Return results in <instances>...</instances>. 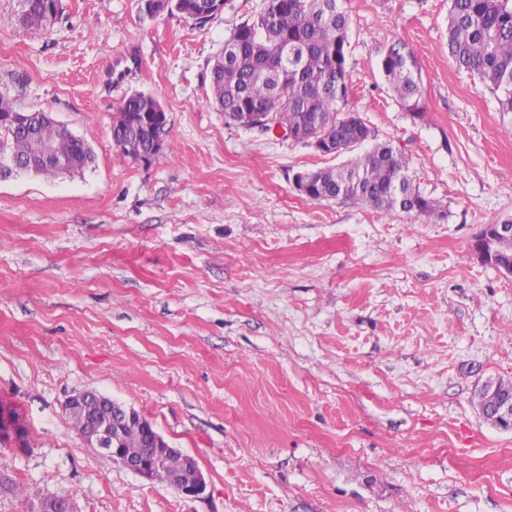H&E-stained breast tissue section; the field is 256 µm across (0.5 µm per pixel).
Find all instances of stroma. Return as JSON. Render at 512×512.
<instances>
[{
	"instance_id": "1",
	"label": "stroma",
	"mask_w": 512,
	"mask_h": 512,
	"mask_svg": "<svg viewBox=\"0 0 512 512\" xmlns=\"http://www.w3.org/2000/svg\"><path fill=\"white\" fill-rule=\"evenodd\" d=\"M262 0L196 28L139 0H62L42 34L0 0V95L92 147L78 175L0 181V512H512V430L473 403L512 380V274L480 260L512 221V117L448 55V0H345L349 107L400 149L443 219L297 192L337 159L229 123L209 70ZM403 43L422 118L379 67ZM171 131L112 142L133 92ZM95 389L195 458L187 499L87 447L62 411ZM155 112L152 95L143 92H135L124 98L112 113V141L120 150L123 157L136 160L149 155L153 144L154 156L158 155L165 147L170 133V119L164 114L163 120L158 125L163 135L153 138L146 129L149 113ZM512 234V224H489L484 229L481 236L476 240L478 248L475 250L478 256L483 260H487L490 256L489 251L492 250L496 241L503 236Z\"/></svg>"
}]
</instances>
